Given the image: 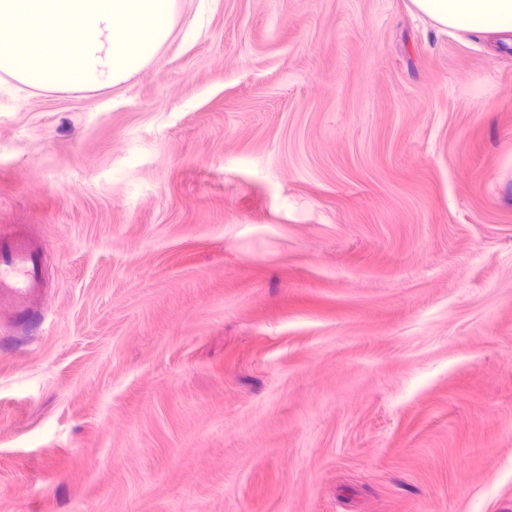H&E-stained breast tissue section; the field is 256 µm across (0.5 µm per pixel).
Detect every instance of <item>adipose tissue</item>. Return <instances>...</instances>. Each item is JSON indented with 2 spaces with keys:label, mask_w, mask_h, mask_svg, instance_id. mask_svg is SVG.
I'll list each match as a JSON object with an SVG mask.
<instances>
[{
  "label": "adipose tissue",
  "mask_w": 512,
  "mask_h": 512,
  "mask_svg": "<svg viewBox=\"0 0 512 512\" xmlns=\"http://www.w3.org/2000/svg\"><path fill=\"white\" fill-rule=\"evenodd\" d=\"M438 26L473 34L512 33V0H410Z\"/></svg>",
  "instance_id": "adipose-tissue-1"
}]
</instances>
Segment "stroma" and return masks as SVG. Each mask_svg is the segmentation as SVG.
Listing matches in <instances>:
<instances>
[{
  "label": "stroma",
  "mask_w": 512,
  "mask_h": 512,
  "mask_svg": "<svg viewBox=\"0 0 512 512\" xmlns=\"http://www.w3.org/2000/svg\"><path fill=\"white\" fill-rule=\"evenodd\" d=\"M176 13L121 86L0 73V512H512V44ZM46 246L20 235L0 231V301L14 313L25 315L42 288V262Z\"/></svg>",
  "instance_id": "1"
}]
</instances>
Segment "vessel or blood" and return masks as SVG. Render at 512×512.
I'll list each match as a JSON object with an SVG mask.
<instances>
[{"label":"vessel or blood","instance_id":"vessel-or-blood-1","mask_svg":"<svg viewBox=\"0 0 512 512\" xmlns=\"http://www.w3.org/2000/svg\"><path fill=\"white\" fill-rule=\"evenodd\" d=\"M43 242L0 231V301L26 314L42 286Z\"/></svg>","mask_w":512,"mask_h":512}]
</instances>
